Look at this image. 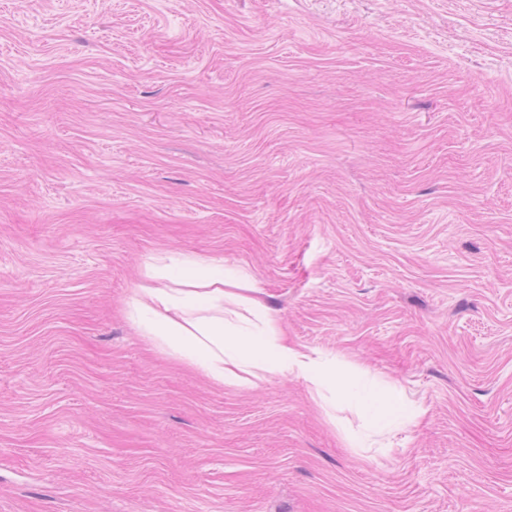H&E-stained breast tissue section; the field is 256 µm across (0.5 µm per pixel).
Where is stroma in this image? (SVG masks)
I'll use <instances>...</instances> for the list:
<instances>
[{
    "mask_svg": "<svg viewBox=\"0 0 512 512\" xmlns=\"http://www.w3.org/2000/svg\"><path fill=\"white\" fill-rule=\"evenodd\" d=\"M160 253L335 384L146 344ZM0 512H512V0H0ZM368 372L357 368V377H353L344 389L346 400L350 404L365 407L373 412L378 423L391 426L398 423H413L423 416L422 406L404 405L393 401L387 394L377 391L363 375Z\"/></svg>",
    "mask_w": 512,
    "mask_h": 512,
    "instance_id": "1",
    "label": "stroma"
}]
</instances>
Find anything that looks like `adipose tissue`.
Returning <instances> with one entry per match:
<instances>
[{"mask_svg":"<svg viewBox=\"0 0 512 512\" xmlns=\"http://www.w3.org/2000/svg\"><path fill=\"white\" fill-rule=\"evenodd\" d=\"M145 278L124 303L139 336L214 382L253 385L268 372L317 390L332 375L328 359L293 342L279 318L252 297L251 278L225 268L223 260L169 254L148 264ZM344 395L385 426L424 414L422 406L397 403L360 376L346 384Z\"/></svg>","mask_w":512,"mask_h":512,"instance_id":"1","label":"adipose tissue"}]
</instances>
